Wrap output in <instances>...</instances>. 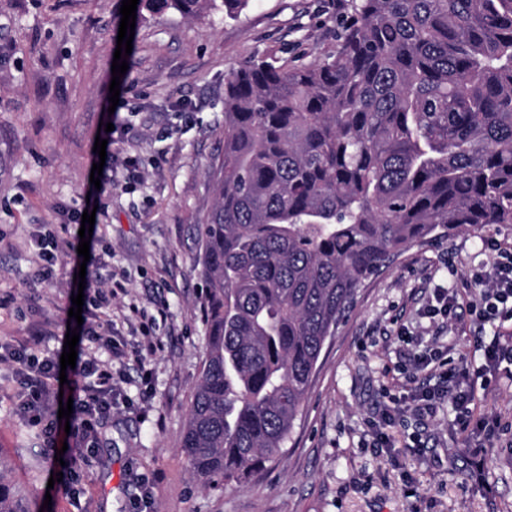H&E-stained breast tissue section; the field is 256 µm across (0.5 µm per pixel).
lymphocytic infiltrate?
Wrapping results in <instances>:
<instances>
[{"mask_svg": "<svg viewBox=\"0 0 512 512\" xmlns=\"http://www.w3.org/2000/svg\"><path fill=\"white\" fill-rule=\"evenodd\" d=\"M481 242L486 251L495 253L496 258L489 268L476 269L470 276L469 315L473 323L481 326L495 321L511 322L512 251L502 248L490 235L482 237ZM84 292L83 324L78 333L80 339L89 341L90 346L76 369L84 383L72 391L77 416L71 424V436L77 454L70 462V469L75 475L87 464L83 448L96 442L100 426L112 415L116 396L112 383L113 361L132 358L142 365L158 347L157 340L149 338L131 355L124 348L113 344L112 321L107 309L113 297L125 294L126 288L122 283L99 278L86 283ZM481 349L484 361L473 370L449 365L441 347L437 345L417 357L414 361L415 369L437 373L445 388L437 393L422 392L407 401L392 400L382 414L384 423L393 424L397 417L409 411L420 415L434 414L441 401L445 400L455 411V421L461 431L466 432L476 426L487 437H494L501 428L499 418L491 415L475 419L471 405L478 382L502 375L512 379V336L505 340L492 337L482 343ZM5 357L19 366L24 389L21 403L23 414L28 415L32 423H40L57 396L54 388L57 377L54 360L28 354L23 347L7 349Z\"/></svg>", "mask_w": 512, "mask_h": 512, "instance_id": "f902f5d3", "label": "lymphocytic infiltrate"}]
</instances>
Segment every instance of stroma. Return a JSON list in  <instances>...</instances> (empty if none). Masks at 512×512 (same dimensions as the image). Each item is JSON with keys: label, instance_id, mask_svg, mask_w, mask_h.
<instances>
[{"label": "stroma", "instance_id": "obj_1", "mask_svg": "<svg viewBox=\"0 0 512 512\" xmlns=\"http://www.w3.org/2000/svg\"><path fill=\"white\" fill-rule=\"evenodd\" d=\"M120 0H0V344L60 359L77 244L73 217L96 205L92 266L124 283L112 301L114 338L127 351L148 326L161 348L137 370L112 369L117 397L79 481L50 483L67 435L50 408L41 425L20 411L18 366L0 361V454L23 491L48 512H512V382L477 389L475 410L500 416L483 484L469 475L472 440L443 405L406 413L376 448L367 432L390 397L411 394L414 356L431 343L424 315L433 289L465 290L492 263L482 228L406 249L361 288L325 344L321 365L283 454L247 485L211 491L180 447L206 336L200 312L196 225L214 195L210 161L223 152L224 80L251 59L307 64L336 49L348 7L330 0H251L236 19L189 20L167 11L139 22L120 80L127 131L106 146L112 184L93 191L95 138L108 112ZM50 236L56 262L41 273L34 236ZM136 304L139 315L128 306ZM49 338L33 343L36 329ZM406 329L412 342L394 339ZM453 365L483 362L469 316L439 330ZM54 424L53 437L45 427ZM420 447H408L410 436Z\"/></svg>", "mask_w": 512, "mask_h": 512}]
</instances>
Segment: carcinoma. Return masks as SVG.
Masks as SVG:
<instances>
[{
    "mask_svg": "<svg viewBox=\"0 0 512 512\" xmlns=\"http://www.w3.org/2000/svg\"><path fill=\"white\" fill-rule=\"evenodd\" d=\"M250 0H139L236 18ZM336 52L224 82L200 219L207 347L181 437L205 487L280 456L324 345L414 244L512 226V0H351ZM0 512H33L0 457Z\"/></svg>",
    "mask_w": 512,
    "mask_h": 512,
    "instance_id": "obj_1",
    "label": "carcinoma"
}]
</instances>
